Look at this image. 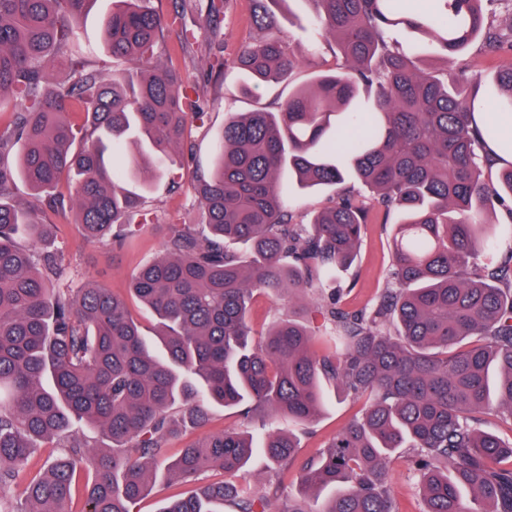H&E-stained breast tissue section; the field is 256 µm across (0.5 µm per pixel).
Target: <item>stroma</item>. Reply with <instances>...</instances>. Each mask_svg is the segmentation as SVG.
Masks as SVG:
<instances>
[{
    "label": "stroma",
    "mask_w": 512,
    "mask_h": 512,
    "mask_svg": "<svg viewBox=\"0 0 512 512\" xmlns=\"http://www.w3.org/2000/svg\"><path fill=\"white\" fill-rule=\"evenodd\" d=\"M111 12L112 0H93L86 13L72 24L80 46L90 59L97 62L106 59L102 47V20ZM251 13V0H228L223 14L200 29V49L192 59L178 52V29L165 31L163 48L180 69L185 83L200 93L206 112V127L192 130V151L186 154L183 168L170 173L146 171L145 178L149 183L147 201L153 221L143 225L135 236L129 237L122 249L115 250L84 241L76 225L68 223L61 214L46 211L45 217L53 224L58 242L65 245L69 261L67 275L61 282L62 287L78 288L91 282L116 293H125L131 276L138 268L160 254L167 225L197 223L199 211L193 176L196 170L210 166L215 139L230 115L236 112L275 110L295 88L309 85L319 73L335 70L337 60L330 43L319 36L311 37L302 30L314 14L312 0H288L284 7L283 25L293 33V47L303 58L302 65L288 79L254 86L244 73L236 70L221 75L211 72L210 60L230 55L239 43L258 37L259 32L252 24ZM392 37L400 46L419 55L423 68H445L452 74L462 70L483 71L484 94L490 98L500 93L495 81L498 70L512 65L510 55L490 59L475 48L457 58L453 64L446 65L429 58L428 48L411 31L400 29L393 32ZM350 186L355 197L371 208L356 262L349 271L339 273L336 277L337 287L343 290L342 307L356 311L369 307L387 284L396 218L375 209L372 192L358 181H351ZM324 392L325 406L315 423L302 425L284 419L273 422L275 428L296 436L299 459L305 460L316 455L319 448L336 435L360 409L359 403L346 397L333 385H326ZM210 416L207 429L190 426L181 428L169 442L168 457L177 456L181 448L203 436L204 432L218 433L241 423L235 411L220 406L212 407ZM406 454V449H398L388 465L395 512H421L423 503L418 493L417 479L407 468L404 461Z\"/></svg>",
    "instance_id": "35a3bbf8"
}]
</instances>
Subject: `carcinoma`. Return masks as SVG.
<instances>
[{"label": "carcinoma", "instance_id": "obj_1", "mask_svg": "<svg viewBox=\"0 0 512 512\" xmlns=\"http://www.w3.org/2000/svg\"><path fill=\"white\" fill-rule=\"evenodd\" d=\"M90 2L0 0V99L18 104L0 122V512H75L81 480L82 512H132L161 462L181 483L207 471L224 480L160 512H269L270 488L234 482L256 448L249 426L315 421L325 382L362 408L300 466L288 512H313V493L327 487L335 495L320 512H395L388 464L399 448L410 450L423 512H512V439L481 424L493 406L512 421V253L499 257L494 241L495 207L512 200V166L485 178L483 136L496 131L475 120L482 72L421 71L388 41L407 28L447 62L475 44L494 57L512 52V24L503 32L486 0H441L442 15L415 0H311L339 67L275 112L224 123L212 170L196 172L199 226L167 225L162 253L131 279L159 319L157 353L124 299L95 284L55 287L66 255L40 203L74 211L81 234L103 244L119 246L151 222L147 184L116 189L145 162L116 167L105 153L133 140L148 144L158 166L184 155L188 129L204 124L200 96L151 60L166 28L180 30L182 48L196 44L186 16L211 20L225 0H183L165 20L151 0H115L104 50L131 65L121 77L74 41L71 19ZM252 2L263 36L213 67L243 69L258 84L285 80L300 61L270 8L278 0ZM496 82V108L512 112V66ZM12 154L15 168L4 162ZM285 171L301 190L332 191L306 224L286 205ZM351 175L397 215L389 285L364 310L340 307L334 292L317 308L339 348L332 355L312 350L314 333L296 311L255 339V291L299 298L354 263L369 210L346 186ZM18 178L31 190L25 201L14 194ZM63 179L78 186L69 205L55 195ZM214 404L240 412L242 428L206 435L167 461L170 410L202 427ZM81 423L112 447L97 452L71 437ZM40 442L56 452L16 498L12 486ZM296 448L290 433L265 435L275 477Z\"/></svg>", "mask_w": 512, "mask_h": 512}]
</instances>
